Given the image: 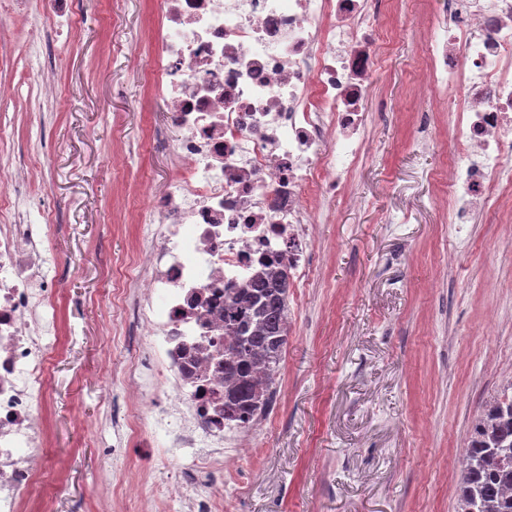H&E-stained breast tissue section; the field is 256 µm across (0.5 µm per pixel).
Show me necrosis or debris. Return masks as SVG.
Instances as JSON below:
<instances>
[{
    "instance_id": "4bbe7bcc",
    "label": "necrosis or debris",
    "mask_w": 512,
    "mask_h": 512,
    "mask_svg": "<svg viewBox=\"0 0 512 512\" xmlns=\"http://www.w3.org/2000/svg\"><path fill=\"white\" fill-rule=\"evenodd\" d=\"M49 36L24 49L54 75L56 38L84 0H54ZM397 0H161L152 88L170 115L154 145L172 172L142 208L136 255L113 283L127 350L113 457L128 448L182 460V512H216L224 476L278 387L249 416L224 399V302L266 266L296 291L316 265L314 227L332 217L368 156L377 57ZM417 75L428 94L419 147L448 151L439 206L467 252V225L491 222L512 191V0H445ZM448 115V139L429 136ZM30 183H0V512H22L45 459L48 358L60 343L65 282L32 216Z\"/></svg>"
}]
</instances>
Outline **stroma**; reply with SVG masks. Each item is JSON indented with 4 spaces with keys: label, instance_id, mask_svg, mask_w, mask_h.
<instances>
[{
    "label": "stroma",
    "instance_id": "35a3bbf8",
    "mask_svg": "<svg viewBox=\"0 0 512 512\" xmlns=\"http://www.w3.org/2000/svg\"><path fill=\"white\" fill-rule=\"evenodd\" d=\"M442 0H400L396 48L380 56L374 99L391 112L370 131V157L333 222L316 225L318 271L288 301L279 417L256 429L223 512H461L460 461L486 403L512 385V197L496 224H472L454 253L435 197L448 186L443 152L413 144L422 92L421 23ZM52 0H22L0 16V84L33 63L23 36L44 29ZM65 35L56 85L0 101V176L38 168L36 207L50 211L45 243L66 275L58 302L60 348L50 357L46 457L23 512H97L105 427L122 388L110 262L135 253L146 195L171 171L150 133L168 125L152 95L160 0H86ZM139 51L129 55L127 40ZM143 478L142 500L116 512H154L175 468L139 448L124 459Z\"/></svg>",
    "mask_w": 512,
    "mask_h": 512
}]
</instances>
